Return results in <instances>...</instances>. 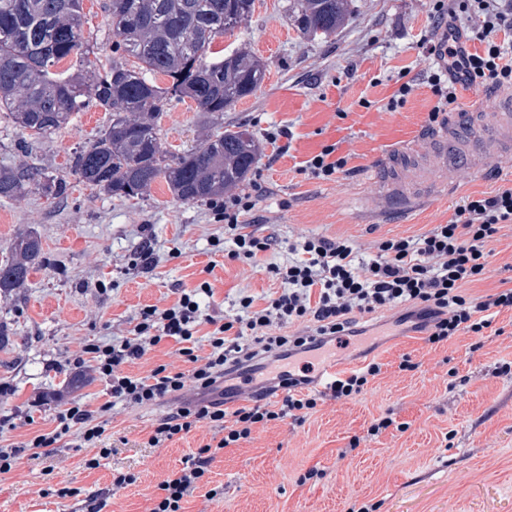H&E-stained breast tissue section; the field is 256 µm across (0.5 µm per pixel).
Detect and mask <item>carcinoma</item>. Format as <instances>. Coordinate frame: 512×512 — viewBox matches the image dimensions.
Here are the masks:
<instances>
[{
  "instance_id": "cac0c4a2",
  "label": "carcinoma",
  "mask_w": 512,
  "mask_h": 512,
  "mask_svg": "<svg viewBox=\"0 0 512 512\" xmlns=\"http://www.w3.org/2000/svg\"><path fill=\"white\" fill-rule=\"evenodd\" d=\"M351 2L288 0V15L301 36L325 38L349 20ZM253 8L254 0H108L112 62L87 81L83 0H0V112L28 137L41 139L73 114L99 106L112 113V122L74 154L81 182L135 198L163 179L183 203L217 200L253 169V135L220 125L197 149L171 157L162 147L158 117L169 102L189 98L197 111L219 120L224 109L260 87L264 67L249 50L225 57L210 52L216 37L233 32ZM71 58L74 71L58 70ZM160 76L170 85L160 86ZM32 187L56 198L68 182L39 168H0V198ZM9 252L0 264L3 297L26 285L44 255L34 233L16 237Z\"/></svg>"
}]
</instances>
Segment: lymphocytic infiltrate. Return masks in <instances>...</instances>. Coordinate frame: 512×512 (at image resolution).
<instances>
[{"mask_svg": "<svg viewBox=\"0 0 512 512\" xmlns=\"http://www.w3.org/2000/svg\"><path fill=\"white\" fill-rule=\"evenodd\" d=\"M436 22L425 51L428 68L403 81L385 102L386 110L403 108L418 84L427 85L436 102L428 114L429 125L442 122L453 111L458 87L477 90L490 84L512 86V0H436ZM483 43V52H471L469 42ZM264 194L261 183L250 191L212 202L217 221L223 222L235 247L227 254L232 261H251L277 244L241 224ZM512 224V186L493 195L467 198L448 223L435 225L415 237L379 239L375 255L359 260L352 245L341 238L304 237L288 243L289 259L268 264L269 277L279 282L275 296L256 307L253 297L239 301L241 313L216 319L206 313L200 295H212L209 281L181 292L171 306L142 307L127 337L104 344L84 345L92 368L110 385L111 399L98 407L70 402L48 432L25 434L23 439L0 447V475L9 474L22 451L51 456L67 437H76L80 447L97 449V456L84 460L88 469L98 468L107 458L106 448L114 405H152L193 384L197 400L184 403L150 431L148 443L156 448L207 423L213 431L209 442L199 446L183 467L157 486L151 512H184L187 497L207 485L210 467L224 449L249 441L257 427L292 421L303 425L319 402L330 397L346 400L362 393L371 377L382 370L372 362L336 376L325 391L310 392L314 379L307 374L282 370L267 392L271 401L226 410L215 393L220 382L245 370L248 362L271 354L283 362L321 349L342 336L356 335V318L397 306L414 307L417 330L426 332L428 344L441 346L460 333L482 334L505 309L512 310V289L474 296L468 284L486 279L492 255L490 244L502 225ZM311 323L309 332L288 336L283 326ZM207 326L209 351L200 353L196 333ZM171 340L189 368L175 371L169 365L154 366L147 375L131 376L124 365L142 359L148 350Z\"/></svg>", "mask_w": 512, "mask_h": 512, "instance_id": "obj_1", "label": "lymphocytic infiltrate"}]
</instances>
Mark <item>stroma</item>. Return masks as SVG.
<instances>
[{"mask_svg": "<svg viewBox=\"0 0 512 512\" xmlns=\"http://www.w3.org/2000/svg\"><path fill=\"white\" fill-rule=\"evenodd\" d=\"M106 0H83V35L91 62L111 57L113 41ZM349 22L328 38L307 39L286 14L288 0H255L248 20L216 38L212 51L248 47L265 68L252 95L224 112V126H246L258 143L251 179L267 190L252 219L258 234L282 242L302 236L342 238L359 257L370 258L378 239L416 236L447 223L466 198L493 194L512 183V171L460 172L452 197L430 200L420 211L391 222L370 217L372 172L397 149L431 147L426 132L432 94L419 85L404 108L389 112L383 98L400 73L428 65L422 48L433 29L435 0H353ZM111 115L89 107L50 136L34 141L0 112V167H37L66 176L67 195L52 199L28 191L0 198V261L19 234L40 236L45 262L25 288L0 297V323L9 342L0 351V419L33 418L49 431L69 401L99 406L109 385L93 372L73 378L71 368L85 343L125 336L139 309L167 307L181 288L209 281L205 306L215 318L239 312L240 297L273 295L279 283L265 267L287 259L283 247L257 262L224 258L213 247L223 238L209 202L176 200L165 181L147 196H110L71 172L74 152L109 125ZM163 147L180 154L196 146L210 127L192 101H174L158 120ZM292 133L288 152L269 135ZM348 156L353 171L323 181L305 179L299 166L324 146ZM156 245V267H134L142 226ZM490 274L472 284L484 295L512 288V224L492 244ZM401 309L360 317L365 341L337 343L341 362L357 368L377 361L381 373L360 395L321 402L300 426L273 422L250 441L225 449L211 465L212 486L189 497L185 512H512V311H502L483 336L461 335L435 347L424 333L399 324ZM417 368L399 370L403 355ZM193 385L149 406L119 405L112 412V453L99 468L82 465L93 449L60 445L52 457L23 453L11 473L0 476V512H72L73 499L57 497L68 486L88 495L110 485L116 470L134 473L109 512H150L156 485L211 436L207 424L159 448L149 447L152 427L183 402L196 399ZM394 427L379 435L370 426L382 417ZM405 431H397L398 423ZM318 468L320 477L304 474Z\"/></svg>", "mask_w": 512, "mask_h": 512, "instance_id": "stroma-1", "label": "stroma"}]
</instances>
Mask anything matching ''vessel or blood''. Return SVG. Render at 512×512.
<instances>
[{"mask_svg":"<svg viewBox=\"0 0 512 512\" xmlns=\"http://www.w3.org/2000/svg\"><path fill=\"white\" fill-rule=\"evenodd\" d=\"M431 151H397L388 170H378L375 205L388 216L406 214L425 202L430 184L448 186L460 171L512 164V91L497 90L464 119H450L430 135Z\"/></svg>","mask_w":512,"mask_h":512,"instance_id":"b4317fda","label":"vessel or blood"}]
</instances>
